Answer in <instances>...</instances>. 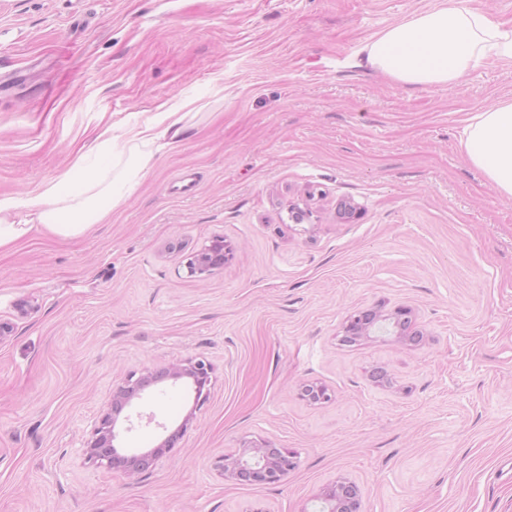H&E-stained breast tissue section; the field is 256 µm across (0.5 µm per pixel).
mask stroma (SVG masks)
Listing matches in <instances>:
<instances>
[{"mask_svg": "<svg viewBox=\"0 0 512 512\" xmlns=\"http://www.w3.org/2000/svg\"><path fill=\"white\" fill-rule=\"evenodd\" d=\"M435 4L0 0V196L56 180L96 128L194 109L106 223L0 250V512H327L339 475L361 512H512V197L460 145L512 99V62L420 90L363 53ZM218 235L231 259L189 274ZM376 306L424 342H343ZM190 360L212 368L203 405L167 380L117 424L127 452L186 425L175 452L138 477L87 462L129 376ZM257 440L297 467L224 480L215 459Z\"/></svg>", "mask_w": 512, "mask_h": 512, "instance_id": "35a3bbf8", "label": "stroma"}]
</instances>
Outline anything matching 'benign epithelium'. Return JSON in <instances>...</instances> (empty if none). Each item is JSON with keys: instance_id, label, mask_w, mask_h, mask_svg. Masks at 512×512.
Segmentation results:
<instances>
[{"instance_id": "7a95c632", "label": "benign epithelium", "mask_w": 512, "mask_h": 512, "mask_svg": "<svg viewBox=\"0 0 512 512\" xmlns=\"http://www.w3.org/2000/svg\"><path fill=\"white\" fill-rule=\"evenodd\" d=\"M230 255L231 248L224 244V237L217 236L210 245L193 253L186 266L192 275H209L213 270L224 267V262ZM411 314V309L407 307H399L390 315L383 314L377 307L354 310L345 319L343 340L349 343L367 340L381 322L391 319L398 340L419 344L424 340L425 334L414 327ZM210 373L211 367L199 360L173 364L159 370H147L138 378L127 380L126 386L113 393L108 410L94 424L86 443V459L99 467L121 471L129 477L139 476L152 469L161 457L174 449L187 430L189 421H184L156 448L147 452L126 454L118 446L119 433L116 431V424L119 416L132 405L133 400L142 398L148 389L167 378L191 379L196 398L202 404L208 397ZM299 396L310 404L331 400L328 388L317 383L302 385ZM297 465L295 451L278 448L264 440L253 441L241 448L237 454L223 455L215 462V467L222 472L224 480L249 485L277 484ZM322 496L328 504V512H361V489L349 478L337 477L324 489Z\"/></svg>"}]
</instances>
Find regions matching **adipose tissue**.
<instances>
[{
    "label": "adipose tissue",
    "instance_id": "ef3b65f1",
    "mask_svg": "<svg viewBox=\"0 0 512 512\" xmlns=\"http://www.w3.org/2000/svg\"><path fill=\"white\" fill-rule=\"evenodd\" d=\"M364 52L371 67L396 83L451 89L487 59L512 61V27L491 14L457 7L454 0H440L384 29ZM187 128V113L175 109L97 130L87 153L78 154L54 182L24 198H0V249L30 233L73 238L103 223L135 190L155 152L179 148ZM461 146L490 185L512 197V99L475 113L462 131ZM126 148L134 150V162L113 176L112 158ZM90 153L102 157V166L86 167Z\"/></svg>",
    "mask_w": 512,
    "mask_h": 512
}]
</instances>
